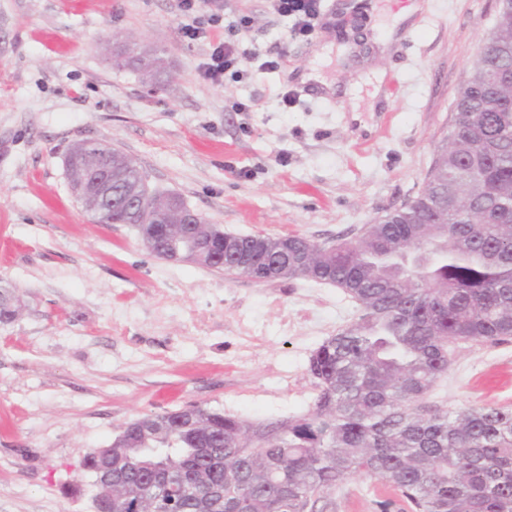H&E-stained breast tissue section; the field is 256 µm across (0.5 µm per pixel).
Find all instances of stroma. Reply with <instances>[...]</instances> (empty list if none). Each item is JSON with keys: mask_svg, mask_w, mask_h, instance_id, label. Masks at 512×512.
Returning a JSON list of instances; mask_svg holds the SVG:
<instances>
[{"mask_svg": "<svg viewBox=\"0 0 512 512\" xmlns=\"http://www.w3.org/2000/svg\"><path fill=\"white\" fill-rule=\"evenodd\" d=\"M329 2L325 24L289 42L266 0H205L200 18H223L214 39L282 60L216 87L197 74L206 44L178 34L177 0H0V289L21 301L0 323V512H92L85 456L145 414L201 405L261 424L314 410L309 359L355 303L331 285L156 257L134 225L88 219L65 157L107 141L151 191L227 232L355 238L422 188L499 0H419L399 25L395 0ZM130 40L161 52L160 90L116 66ZM330 42L345 54L321 57ZM313 70L355 87L359 110L308 96L284 107L280 92ZM426 402L511 409L512 340L453 344ZM389 494L352 477L337 512H376Z\"/></svg>", "mask_w": 512, "mask_h": 512, "instance_id": "obj_1", "label": "stroma"}]
</instances>
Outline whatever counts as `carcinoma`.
I'll return each instance as SVG.
<instances>
[{
    "instance_id": "carcinoma-1",
    "label": "carcinoma",
    "mask_w": 512,
    "mask_h": 512,
    "mask_svg": "<svg viewBox=\"0 0 512 512\" xmlns=\"http://www.w3.org/2000/svg\"><path fill=\"white\" fill-rule=\"evenodd\" d=\"M119 66L153 78L163 68L156 49L124 52ZM99 140L84 142L67 175L112 165V183L140 186L135 161ZM181 199L153 195L152 219L181 231ZM98 224H134L115 206L87 208ZM214 238L224 260L210 267L263 278L277 263L288 277L342 289L355 320L311 355L315 411L250 424L199 405L139 416L125 424L107 462L88 454L84 469L110 467L126 484L112 512H198L202 488L223 497L208 512H332L336 489L351 475L388 485L406 512H512V410L462 412L424 398L448 373V344L495 343L512 336V0H501L422 189L354 240L320 243L301 236L251 234L239 265L223 254L220 229L205 219L192 228ZM170 449L165 472L173 495L134 449Z\"/></svg>"
}]
</instances>
